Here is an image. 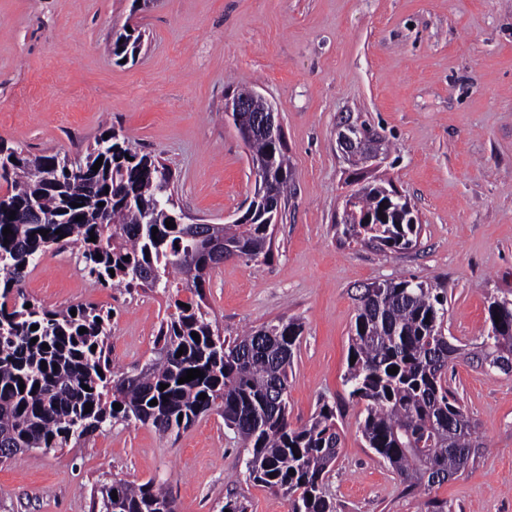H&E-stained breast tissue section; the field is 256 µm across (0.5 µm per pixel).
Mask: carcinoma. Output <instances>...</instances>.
I'll list each match as a JSON object with an SVG mask.
<instances>
[{
	"instance_id": "1",
	"label": "carcinoma",
	"mask_w": 512,
	"mask_h": 512,
	"mask_svg": "<svg viewBox=\"0 0 512 512\" xmlns=\"http://www.w3.org/2000/svg\"><path fill=\"white\" fill-rule=\"evenodd\" d=\"M140 43L141 36L127 31L116 37L112 53L133 56ZM107 133L76 172L67 171L65 159L56 154L32 156L5 148L15 163L0 174L7 185L0 195V448H12L16 456L32 449L46 453L116 421L149 425L161 435L178 433L217 410L247 450L249 481L287 496L291 512H337L325 489L340 445L334 407L320 403L300 428L288 418V367L302 323L280 319L226 337L204 301L206 280L220 267L218 249L230 244L247 262L270 255V228L282 215L291 179L283 143L262 134L247 143L250 155L265 162L275 205L252 207L239 222L213 224L208 237L195 239L187 224L166 227L177 214L167 165L136 151L127 136ZM100 157L102 165L92 170ZM386 192L384 185L371 183L358 190L356 210L375 223L345 224L343 236L394 252L412 245L418 225L399 224L396 209L380 207ZM32 201L38 202L39 214L25 218L22 209ZM381 213L385 222L379 224ZM80 215L83 220H76ZM67 245L76 248L82 270L101 284L166 291L178 275L191 293L174 301L175 311L158 330L155 357L138 373L112 367L106 350L110 314L78 306L73 316L24 294L29 268ZM355 301L351 354L356 361L348 366L345 385L363 405L360 432L406 490H430L465 468L481 448L472 417L448 388V364L461 348L443 332L447 296L426 282L390 280L375 289L364 287ZM497 318L502 323H495ZM486 323L472 358L480 365L490 357L512 358V299L489 302ZM82 327L87 332L79 333ZM395 366L398 373H388ZM189 369L201 376L178 383ZM162 384L167 388L160 389ZM276 385L283 390L279 398ZM202 393L204 400L198 399ZM153 399L157 404L151 406ZM87 403L93 405L89 413ZM96 507L99 512H179L161 486L120 480L101 486Z\"/></svg>"
}]
</instances>
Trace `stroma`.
Listing matches in <instances>:
<instances>
[{"instance_id": "35a3bbf8", "label": "stroma", "mask_w": 512, "mask_h": 512, "mask_svg": "<svg viewBox=\"0 0 512 512\" xmlns=\"http://www.w3.org/2000/svg\"><path fill=\"white\" fill-rule=\"evenodd\" d=\"M136 56L113 55L125 29ZM258 91L278 111L292 192L271 256L228 260L204 292L225 335L279 318L303 324L288 375V415L336 409L339 454L326 478L338 512H512V374L448 366L486 448L430 493L406 491L367 447L361 406L343 378L359 288L414 279L444 289L450 341L472 350L491 298L512 299V0H0V141L33 155L83 159L107 129L173 173L187 222L241 217L255 191L249 154L224 114L226 95ZM384 142L370 180L413 206L420 230L401 252L336 229L353 166L336 143L346 121ZM24 293L49 309L111 312L110 357L122 370L154 356L173 299L85 276L70 249L31 268ZM239 437L211 412L177 435L121 422L47 453L0 463V512H92L101 485L165 484L181 512H290L248 481Z\"/></svg>"}]
</instances>
